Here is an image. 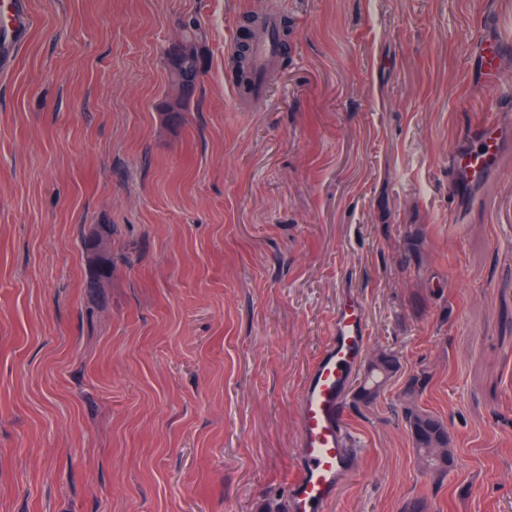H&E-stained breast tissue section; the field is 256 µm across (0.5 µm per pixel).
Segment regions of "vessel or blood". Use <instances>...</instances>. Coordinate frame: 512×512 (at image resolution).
<instances>
[{"label": "vessel or blood", "instance_id": "vessel-or-blood-1", "mask_svg": "<svg viewBox=\"0 0 512 512\" xmlns=\"http://www.w3.org/2000/svg\"><path fill=\"white\" fill-rule=\"evenodd\" d=\"M12 44L34 25L22 0H12ZM508 48L498 38L477 43L475 59L484 73L496 72ZM503 168L501 131L495 108L464 128L448 152V194L466 198L485 176ZM366 343L362 306L353 300L337 309L331 338L312 364L298 398L299 448L288 483L289 512H327L336 491L354 469L356 453L344 427V392Z\"/></svg>", "mask_w": 512, "mask_h": 512}]
</instances>
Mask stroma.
<instances>
[{
  "label": "stroma",
  "instance_id": "35a3bbf8",
  "mask_svg": "<svg viewBox=\"0 0 512 512\" xmlns=\"http://www.w3.org/2000/svg\"><path fill=\"white\" fill-rule=\"evenodd\" d=\"M0 67V512H264L287 504L298 394L345 296L363 362L327 512H512V175L448 221V151L512 94V0H27ZM277 7L288 62L243 110L227 50ZM199 19L176 117L167 54ZM111 229L112 275L84 241ZM448 431L421 473L404 389ZM11 17H12V44H20L29 29L34 26V21L29 14H26L24 4L21 0H14L10 2ZM509 44L499 38H482L475 48V59L484 74H498L500 60L509 49ZM393 366L394 360L389 358L387 355H383L378 365H372V368L368 367L367 373L364 376V380L361 383V393L364 398L372 397L379 392L377 389L379 388L380 383L375 379L374 371L380 373L381 370L385 375H387L389 372H392ZM372 383H374L373 387ZM371 389H373V392Z\"/></svg>",
  "mask_w": 512,
  "mask_h": 512
}]
</instances>
